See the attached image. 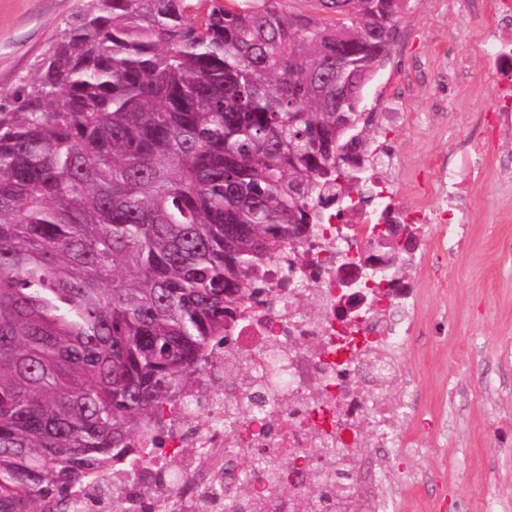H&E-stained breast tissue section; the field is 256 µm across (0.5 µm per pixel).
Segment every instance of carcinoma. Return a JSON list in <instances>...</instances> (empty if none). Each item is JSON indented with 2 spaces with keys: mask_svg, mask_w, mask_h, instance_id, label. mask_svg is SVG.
I'll return each mask as SVG.
<instances>
[{
  "mask_svg": "<svg viewBox=\"0 0 512 512\" xmlns=\"http://www.w3.org/2000/svg\"><path fill=\"white\" fill-rule=\"evenodd\" d=\"M87 0L0 102V512L127 463L364 146L401 0Z\"/></svg>",
  "mask_w": 512,
  "mask_h": 512,
  "instance_id": "cac0c4a2",
  "label": "carcinoma"
}]
</instances>
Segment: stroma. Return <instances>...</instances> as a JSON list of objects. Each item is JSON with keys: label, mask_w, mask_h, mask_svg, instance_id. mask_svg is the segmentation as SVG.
Returning <instances> with one entry per match:
<instances>
[{"label": "stroma", "mask_w": 512, "mask_h": 512, "mask_svg": "<svg viewBox=\"0 0 512 512\" xmlns=\"http://www.w3.org/2000/svg\"><path fill=\"white\" fill-rule=\"evenodd\" d=\"M83 0H0V95L29 75ZM492 0H403L390 61L366 91V109L400 103L404 119L384 147L397 160L399 204L437 188V165L496 104L487 61ZM512 136L485 149L459 224L424 227L421 255L439 274L407 267L419 288L417 330L401 356L416 379L413 402L399 384L384 396L407 408L405 447L379 490L386 512H512V182L498 159Z\"/></svg>", "instance_id": "stroma-1"}]
</instances>
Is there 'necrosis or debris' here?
Wrapping results in <instances>:
<instances>
[{
    "label": "necrosis or debris",
    "instance_id": "obj_1",
    "mask_svg": "<svg viewBox=\"0 0 512 512\" xmlns=\"http://www.w3.org/2000/svg\"><path fill=\"white\" fill-rule=\"evenodd\" d=\"M497 41L491 63L500 75V107L479 137L512 133V0H494ZM375 166L385 177L371 200L344 210L322 208L309 225L297 256L283 255L269 268L265 292L247 296L244 315L227 328L229 362L249 374L225 382L224 365L203 359L201 379L175 392L156 417L137 457L135 480L153 492V512H301L298 503L312 484L321 496L311 512H336V501L356 488L358 469L338 476L329 469L330 451L352 455L354 427L368 425L380 456L399 446L398 408L379 390L395 378L407 397L416 383L396 358L410 334L409 309L415 282L381 271L364 275L365 264L410 257L406 243L422 224L454 223L469 206L464 191L481 164L460 150L439 169L447 191L420 206L397 207L400 188L392 178L394 159L379 151ZM369 343L392 346L396 354L361 359L343 369L347 351ZM275 454L286 496L271 493L263 469H248L249 458ZM248 481L249 499L235 493Z\"/></svg>",
    "mask_w": 512,
    "mask_h": 512
}]
</instances>
